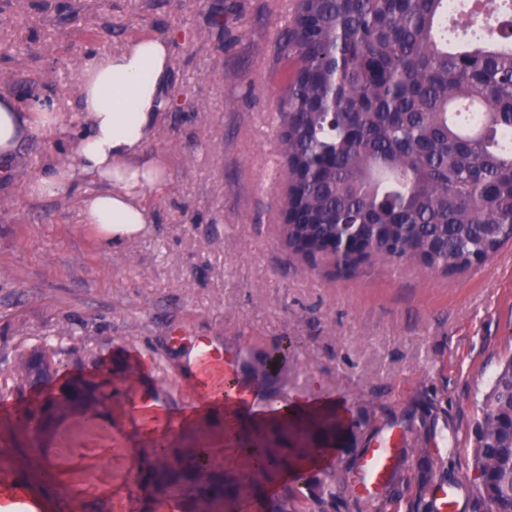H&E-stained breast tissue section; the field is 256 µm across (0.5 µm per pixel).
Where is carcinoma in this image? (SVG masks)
Here are the masks:
<instances>
[{
	"label": "carcinoma",
	"instance_id": "1",
	"mask_svg": "<svg viewBox=\"0 0 512 512\" xmlns=\"http://www.w3.org/2000/svg\"><path fill=\"white\" fill-rule=\"evenodd\" d=\"M448 0H298L280 39L292 60L277 119L286 178L299 172L283 203L294 213L288 247L320 249L349 237L368 247L355 272L414 261L432 273L470 268L512 242V0H498L484 24H457ZM62 348L44 344L20 353L11 378L37 395L0 438L17 478L44 485L46 460L66 448L81 456L91 418L112 402L137 398L136 370L120 382L89 370L56 386ZM294 352L287 340L251 365L252 383L280 401L276 383ZM472 456L476 509L512 512V357L501 362L478 405ZM315 448L275 447L267 432L245 440L265 463L242 477L224 469L210 448L162 442L140 452L134 512H243L256 492L302 457L331 449L336 415L303 420ZM343 484L330 470L323 493Z\"/></svg>",
	"mask_w": 512,
	"mask_h": 512
}]
</instances>
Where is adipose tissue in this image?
Segmentation results:
<instances>
[{
  "label": "adipose tissue",
  "mask_w": 512,
  "mask_h": 512,
  "mask_svg": "<svg viewBox=\"0 0 512 512\" xmlns=\"http://www.w3.org/2000/svg\"><path fill=\"white\" fill-rule=\"evenodd\" d=\"M171 55L170 39L148 37L129 42L122 52L86 58L77 91V112L86 132L74 160L49 165L28 182L29 195L39 199L75 193L103 247L139 234L150 219L147 193L165 186L163 170L145 159L143 148L167 103ZM67 129L66 117L48 100L24 107L13 98H0L2 157L13 155L20 141L34 133ZM190 377L201 399L182 415V423L217 411L230 429H254L268 420V413L256 412L239 397L237 378L202 367Z\"/></svg>",
  "instance_id": "adipose-tissue-1"
}]
</instances>
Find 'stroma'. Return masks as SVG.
<instances>
[{
	"mask_svg": "<svg viewBox=\"0 0 512 512\" xmlns=\"http://www.w3.org/2000/svg\"><path fill=\"white\" fill-rule=\"evenodd\" d=\"M295 9L296 0H0V95L30 89L68 115L85 56L144 36L173 40L170 105L145 147L167 182L146 197L142 233L104 250L73 195L27 196L31 175L73 157L74 136L34 134L0 172V422L32 396L12 389L16 355L46 342L63 347L62 375L138 367L141 389L174 416L195 401L185 362L196 338L232 352L242 376L249 356L297 336L282 398L321 388L367 424L339 438L335 467L357 466L371 440L395 430L403 447L425 450L415 475L456 485L455 512H474L477 402L512 355V245L453 275L402 263L342 276L289 253L276 113L279 41ZM111 412L117 453L96 466L84 501L129 504L131 465L156 437L203 448L223 438L202 421L148 425L129 406Z\"/></svg>",
	"mask_w": 512,
	"mask_h": 512,
	"instance_id": "1",
	"label": "stroma"
}]
</instances>
